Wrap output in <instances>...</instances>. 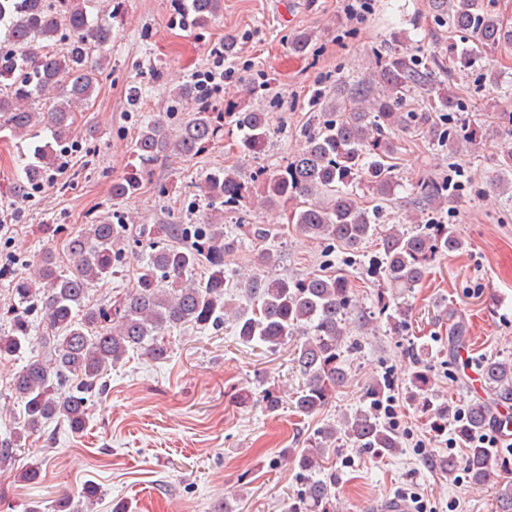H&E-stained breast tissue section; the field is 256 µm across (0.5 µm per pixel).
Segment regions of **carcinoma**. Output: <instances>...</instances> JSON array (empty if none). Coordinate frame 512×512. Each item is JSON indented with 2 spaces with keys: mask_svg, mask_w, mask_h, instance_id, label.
<instances>
[{
  "mask_svg": "<svg viewBox=\"0 0 512 512\" xmlns=\"http://www.w3.org/2000/svg\"><path fill=\"white\" fill-rule=\"evenodd\" d=\"M0 0V131L29 141L33 151L24 165V188H37L52 178L56 152L53 144L69 137L75 108L88 103L104 71L105 54L94 59L91 45L102 49L112 41V27L96 21L88 0ZM433 11L448 15V24L471 37V44L456 55L463 67L482 59L483 53L512 45L507 27L484 9L480 0H431ZM223 9L222 0H189L196 24L206 25ZM70 33L67 51L60 55L46 49L61 29ZM411 47L376 62L368 85L355 90L348 103H328L315 95L317 119L306 134L304 149L283 169L266 178L261 197L268 205L306 197L310 202L292 215L296 230L309 238L332 240L352 252L379 236V252L371 274L381 279L391 295L380 292V310L390 322L402 326L404 315L398 299L419 286L428 265L439 255L462 248V241L441 224H419L412 230L393 228L378 235L377 225L362 208L348 185L364 177L382 199L394 192L391 166L385 164L393 150L391 135L411 123L426 128L432 138H451L458 148L476 150L479 130L459 119V99L443 82L432 79V68ZM415 88L423 94L422 112L396 110L399 93ZM49 103L42 112L39 105ZM244 154L262 152L269 137L267 114L233 113ZM51 131L52 141L35 140L37 129ZM220 126L214 113L202 104L177 132L169 130L158 115L137 132L132 157L139 172L177 154L193 156L218 140ZM498 182L502 194L512 195V149L502 154ZM138 175L112 182V199L132 196L140 189ZM203 191L211 200L226 204L246 201L245 185L234 169H219L206 178ZM444 188L432 181L419 186L421 198L439 206ZM181 224L132 227L128 224H86L65 243L68 267L58 266L52 253L33 265L31 276L16 279L9 269L0 277L12 288L11 327L0 334V358L26 353L38 345L36 358L15 376L11 392L23 406L20 426L0 438V470L12 466L16 449L40 432L46 423L65 424L80 433L88 424L89 394L103 387V378L121 364L129 351L138 349L153 360L166 357L165 334L186 325L217 326L234 322L236 336L249 345L270 351L296 340L295 362L303 383L295 393V409L312 415L321 410L340 386L346 371L341 353L347 319L354 302L353 283L346 275L313 274L305 278L280 275L254 277L242 289L246 305L226 298L224 255L230 250L224 225L207 224L187 242ZM150 249L131 291L97 306L87 303L89 288L112 280L129 243ZM204 266L207 277L191 272ZM41 312V336H32L30 316ZM465 321L448 312V348L466 343ZM487 397L471 402L458 425L465 442L491 419L494 405L512 401V360L488 361L482 368ZM386 383L369 387L371 402L346 414L340 427L318 432L320 440L300 454L299 467L310 474L304 488L288 503L287 512H335V484L320 473L324 452L338 436L357 448L395 453L401 448L398 432L378 415ZM465 468L470 482L485 484L493 471L486 448L468 449ZM497 512H512V479L498 482Z\"/></svg>",
  "mask_w": 512,
  "mask_h": 512,
  "instance_id": "cac0c4a2",
  "label": "carcinoma"
}]
</instances>
